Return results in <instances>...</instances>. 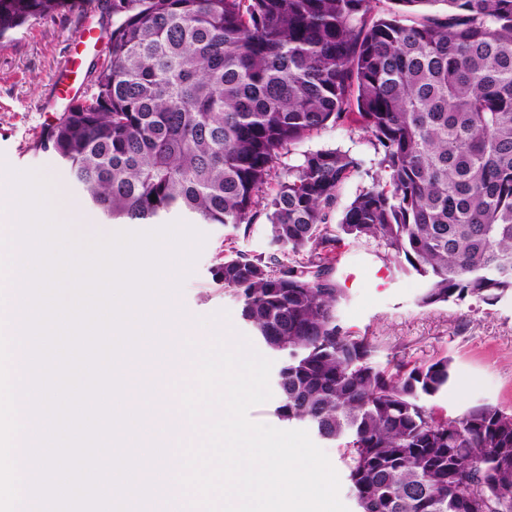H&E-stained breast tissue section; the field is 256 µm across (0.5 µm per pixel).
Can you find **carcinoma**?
Segmentation results:
<instances>
[{"mask_svg": "<svg viewBox=\"0 0 512 512\" xmlns=\"http://www.w3.org/2000/svg\"><path fill=\"white\" fill-rule=\"evenodd\" d=\"M112 0L91 93L36 148L115 224L170 215L248 233L265 216L288 253L231 247L213 281L278 353V417L339 442L357 512H512V413L430 400L451 363L373 361L337 315L347 239H374L423 278L419 303L512 298V0ZM65 0H0V40ZM445 5L422 13L421 6ZM355 124L348 151L283 155ZM339 148L349 150L351 154L364 161L363 169L369 170L370 174L376 173L378 170L375 165L374 151L368 142L367 137L357 127H328L322 130L309 140L300 144L293 153L282 158L281 171H286L289 164H296L302 158L303 151ZM282 168L284 170H282Z\"/></svg>", "mask_w": 512, "mask_h": 512, "instance_id": "cac0c4a2", "label": "carcinoma"}]
</instances>
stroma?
Listing matches in <instances>:
<instances>
[{
    "label": "stroma",
    "mask_w": 512,
    "mask_h": 512,
    "mask_svg": "<svg viewBox=\"0 0 512 512\" xmlns=\"http://www.w3.org/2000/svg\"><path fill=\"white\" fill-rule=\"evenodd\" d=\"M86 5L96 8L97 26L105 28L107 17L98 10L99 0H67L57 13L31 20L0 42V163L52 176L75 200L80 194L65 168L53 155L36 150L35 144L56 118L43 109L54 73L69 67L79 82H86L97 58L94 43L74 45ZM324 148L350 151L363 160L366 170L376 168L374 151L356 127L326 128L286 161L298 163L302 152ZM198 230L205 242L176 295L178 306L198 321L197 331L204 337L216 333L206 317L221 310L229 313L226 334L250 335L240 318L238 299L212 281L210 270L230 245L253 255L274 253L270 226L261 219L245 234L214 224L199 225ZM334 277L345 291L337 306L340 321L350 331L368 336L375 362L420 364L448 358L452 379L447 390L434 397L437 408L451 416L482 404L512 412L511 298L494 305L471 300L421 306L423 280L403 272L372 239L346 241Z\"/></svg>",
    "instance_id": "obj_1"
}]
</instances>
